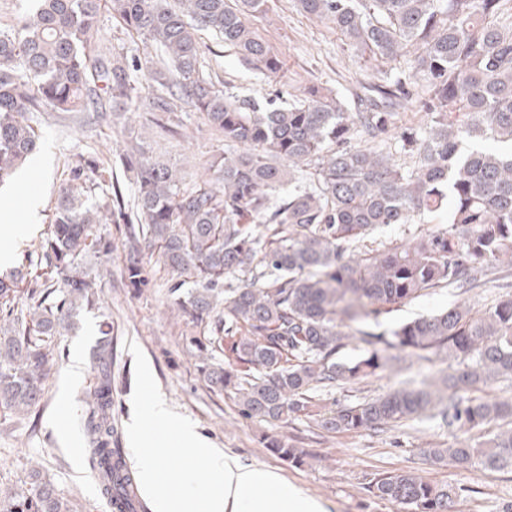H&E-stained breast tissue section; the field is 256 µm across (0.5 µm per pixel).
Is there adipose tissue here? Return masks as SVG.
<instances>
[{
	"label": "adipose tissue",
	"mask_w": 512,
	"mask_h": 512,
	"mask_svg": "<svg viewBox=\"0 0 512 512\" xmlns=\"http://www.w3.org/2000/svg\"><path fill=\"white\" fill-rule=\"evenodd\" d=\"M159 426L176 436L183 460L177 472H166L153 449L151 431ZM127 442L142 486L153 497V512H329L326 502L267 465L216 447L162 396L132 415ZM201 472L207 476L203 484L197 480Z\"/></svg>",
	"instance_id": "obj_1"
}]
</instances>
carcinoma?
I'll list each match as a JSON object with an SVG mask.
<instances>
[{
  "mask_svg": "<svg viewBox=\"0 0 512 512\" xmlns=\"http://www.w3.org/2000/svg\"><path fill=\"white\" fill-rule=\"evenodd\" d=\"M0 26V183L38 144L30 115L112 111L171 115L190 106L224 136L211 177L185 176L138 143L121 160L135 187L126 208L109 167L76 153L40 243L39 271L0 279V408L21 414L42 400L60 353L56 337L95 296L84 265L112 256L104 224L126 226L123 278L146 284L140 244L158 249L178 277L170 302L213 336H188L212 389L232 397L244 419L267 422L313 413L314 393L343 388L384 369L391 350L422 360L442 353L459 368L414 385L317 413L329 432H382L431 409L447 392L444 423L463 434L512 423V397L474 392L512 380V295L483 311L459 304L401 323L389 333L364 329L381 315L435 288L470 291L490 273L512 271V0H297L336 30L375 81L354 108L332 89L310 85L286 106L218 88L200 68L198 31L210 29L241 59L271 77L282 60L244 20L267 0H32ZM167 63L101 48V16ZM147 73L149 83L134 79ZM413 106L419 126H395ZM470 139L492 145L466 149ZM415 158L404 167L392 149ZM448 212V225L354 257L357 245L389 224H414L423 212ZM250 277L236 288L224 280ZM29 282V287L20 284ZM26 308L19 307L22 299ZM364 347L341 358V327ZM224 361L212 362L215 354ZM112 345L93 356L99 382L86 401L89 449L112 512H145L123 450L112 447ZM269 450L294 465L304 454L275 439ZM431 460L484 471L512 470V428L480 443L430 448ZM26 493H0V512H75L51 481L33 474ZM367 491L409 512H454L457 491L411 471L376 474Z\"/></svg>",
  "mask_w": 512,
  "mask_h": 512,
  "instance_id": "carcinoma-1",
  "label": "carcinoma"
}]
</instances>
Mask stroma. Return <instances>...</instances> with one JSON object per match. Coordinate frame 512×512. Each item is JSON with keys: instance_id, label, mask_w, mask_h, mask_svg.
Here are the masks:
<instances>
[{"instance_id": "1", "label": "stroma", "mask_w": 512, "mask_h": 512, "mask_svg": "<svg viewBox=\"0 0 512 512\" xmlns=\"http://www.w3.org/2000/svg\"><path fill=\"white\" fill-rule=\"evenodd\" d=\"M249 26L279 53L283 67L271 78L258 76L234 50L208 30L200 31L201 69L218 86L239 96L266 101L276 95L298 92L316 84L350 96L355 87L369 81L345 50L335 31L297 8L295 0H269L266 15H247ZM31 122L40 136V150L26 167L0 192L2 199H15L13 221L25 224L29 232L12 241L0 235V247L13 253L9 264L0 266V277L28 270L37 256V246L50 223L57 189L67 175L74 153L106 156L113 181L124 195L132 185L118 154L130 139L141 140L153 154L163 155L183 170L187 181H196L213 155L224 150V138L209 128L202 115L185 108L173 122L177 133H169L137 115L107 112L99 123L85 125L82 115L36 112ZM36 194L39 207L28 212L26 194ZM113 252L109 260L88 256L85 260L99 284L95 304L81 309L70 327L57 338L61 360L46 381L39 407L18 415L0 410V492L28 491L33 472L50 480L61 497L73 502L77 512H112L102 495L96 471L89 458V436L83 410L87 394L98 381L92 353L104 341L112 343V416L114 444L126 448V426L137 405L151 395L164 397L171 409L194 424L215 446L228 448L243 459L264 462L306 493L330 505L331 512H404L399 505L373 497L366 490L378 473L412 471L425 480L456 488V512H505L512 504V472H489L462 468L448 462H431L427 446L446 448L456 442L454 430L441 417L406 422L377 435L329 433L316 421L302 416L285 423L245 420L233 400L209 388L197 370V358L186 345L183 320L172 310L169 290L177 277L162 264L157 252H145L143 263L148 284L141 290L125 286L123 225L108 224ZM512 291V275L489 276L477 288L460 293L438 288L381 317L379 331L397 323L427 316L466 303L482 310L499 295ZM110 336H103V329ZM80 354L83 373L69 375L70 359ZM152 368L151 381L142 378L143 365ZM446 359L429 361L400 353L390 369L367 379L333 390L337 403L347 404L362 397L385 394L401 380L427 374L446 373ZM68 427V441H61V427ZM276 437L300 448L306 462L294 466L273 455L266 447Z\"/></svg>"}]
</instances>
